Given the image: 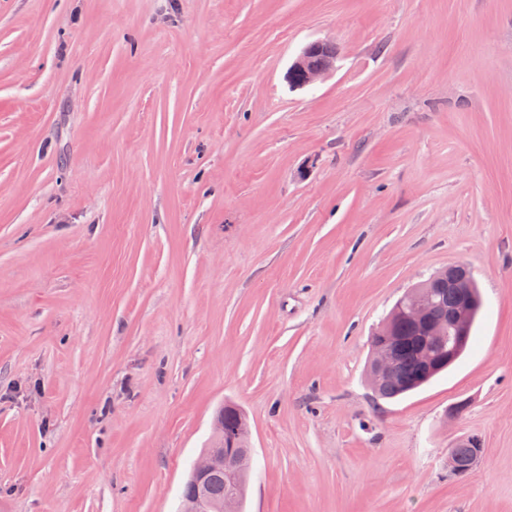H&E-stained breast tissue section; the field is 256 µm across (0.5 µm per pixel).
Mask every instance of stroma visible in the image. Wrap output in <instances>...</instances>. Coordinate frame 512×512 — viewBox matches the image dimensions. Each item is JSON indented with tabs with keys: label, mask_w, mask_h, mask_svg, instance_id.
<instances>
[{
	"label": "stroma",
	"mask_w": 512,
	"mask_h": 512,
	"mask_svg": "<svg viewBox=\"0 0 512 512\" xmlns=\"http://www.w3.org/2000/svg\"><path fill=\"white\" fill-rule=\"evenodd\" d=\"M451 264L465 358L378 399ZM227 404L245 512H512V0H0V512H178ZM327 49H330L329 53H326ZM338 57V49L334 44L320 40L310 42L288 70L290 86L300 89L315 84L336 68ZM444 281L448 282V288L454 289L458 298L449 321L448 314L454 306L455 296L448 288H434ZM428 287L430 289L426 295L432 301L434 311L438 312L445 308L448 314L437 317L433 313L431 303L425 298L423 289H416L408 293L403 305L402 299L395 303L389 316L375 333L376 336L371 337L370 344L378 336H387L386 340L395 349L394 359V350L385 339L371 346L370 362L368 360L369 375L371 379L382 377L375 387H372L379 399H394L422 387L454 365L467 349L473 322V278L469 270L459 264L441 268L427 282L416 288ZM399 306V315L413 326L429 348L443 351L448 344V358L438 363V367L431 371H426L427 363L442 358H428L415 330L397 315ZM390 316L395 319L396 336H393V322ZM469 333L468 341L462 347ZM456 447V444L452 446L451 448H448V468L451 470L455 469L456 466V458L454 455V448ZM456 454H457V461L458 465L461 467L460 469L456 470L457 473H463L467 474L470 471L473 470V468L476 466L471 460L472 457V448L470 447V444L464 441H460L457 445V448H455Z\"/></svg>",
	"instance_id": "1"
}]
</instances>
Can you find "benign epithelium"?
Wrapping results in <instances>:
<instances>
[{
    "label": "benign epithelium",
    "mask_w": 512,
    "mask_h": 512,
    "mask_svg": "<svg viewBox=\"0 0 512 512\" xmlns=\"http://www.w3.org/2000/svg\"><path fill=\"white\" fill-rule=\"evenodd\" d=\"M338 57V49L332 43L316 40L307 44L288 70L290 86L300 89L315 84L336 68ZM444 281L454 289L458 301L451 315L438 317L425 298L424 289L433 288ZM399 315L413 326L429 348L448 349V361H453L456 352L464 345L473 322V278L469 270L458 264L438 270L421 284V288L408 293L406 302L400 306ZM394 362V350L386 341L372 345L370 378L392 374ZM215 434L219 447L205 449L194 461L191 470L190 482L198 488L217 470L224 471L226 478L235 480L249 467V454L232 455L224 448L222 425H215Z\"/></svg>",
    "instance_id": "1"
}]
</instances>
